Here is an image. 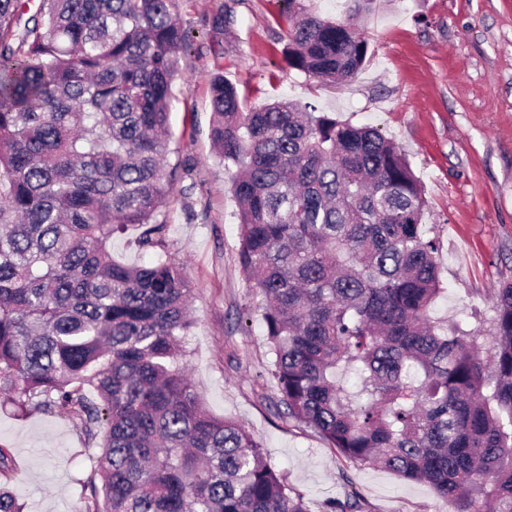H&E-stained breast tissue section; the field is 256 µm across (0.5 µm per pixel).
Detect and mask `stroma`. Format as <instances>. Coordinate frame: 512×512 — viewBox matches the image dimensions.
Masks as SVG:
<instances>
[{
    "instance_id": "1",
    "label": "stroma",
    "mask_w": 512,
    "mask_h": 512,
    "mask_svg": "<svg viewBox=\"0 0 512 512\" xmlns=\"http://www.w3.org/2000/svg\"><path fill=\"white\" fill-rule=\"evenodd\" d=\"M178 0L189 40L172 84L166 162L176 181L162 212L164 250L192 284L194 324L182 365L206 408L242 422L310 512L358 498L365 512H453L430 486L338 458L322 438L272 407L257 386L271 356L255 291L238 258L234 172L212 148L211 86L224 75L243 110L277 99L369 125L404 150L429 204L445 294L434 316L485 327L495 288L512 281V0ZM354 16L370 49L346 84L287 67L288 15ZM224 16L223 28L214 20ZM0 472L26 512H74L101 450L66 416H17L0 395Z\"/></svg>"
}]
</instances>
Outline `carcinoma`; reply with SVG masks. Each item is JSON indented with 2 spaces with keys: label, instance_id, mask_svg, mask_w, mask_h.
Instances as JSON below:
<instances>
[{
  "label": "carcinoma",
  "instance_id": "cac0c4a2",
  "mask_svg": "<svg viewBox=\"0 0 512 512\" xmlns=\"http://www.w3.org/2000/svg\"><path fill=\"white\" fill-rule=\"evenodd\" d=\"M176 3L0 0V394L103 435L102 487L78 512H309L178 365L193 324L183 269L112 257L129 224L139 247L164 249L188 41ZM368 50L350 19L310 12L290 18L284 60L344 84ZM211 94L282 415L454 512H512V283L486 329L434 317L438 247L399 146L308 104L244 112L220 74ZM322 512L364 510L352 497Z\"/></svg>",
  "mask_w": 512,
  "mask_h": 512
}]
</instances>
